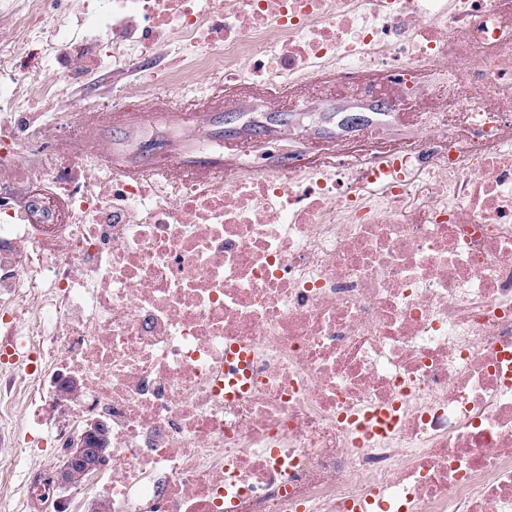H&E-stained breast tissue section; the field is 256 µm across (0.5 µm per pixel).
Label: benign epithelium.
Returning a JSON list of instances; mask_svg holds the SVG:
<instances>
[{
	"instance_id": "benign-epithelium-1",
	"label": "benign epithelium",
	"mask_w": 512,
	"mask_h": 512,
	"mask_svg": "<svg viewBox=\"0 0 512 512\" xmlns=\"http://www.w3.org/2000/svg\"><path fill=\"white\" fill-rule=\"evenodd\" d=\"M106 426L98 424L87 430L80 440L68 446L59 469L53 474V484L64 490L78 488L85 474L106 462Z\"/></svg>"
}]
</instances>
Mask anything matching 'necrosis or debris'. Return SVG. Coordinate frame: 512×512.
Listing matches in <instances>:
<instances>
[{"label": "necrosis or debris", "instance_id": "1", "mask_svg": "<svg viewBox=\"0 0 512 512\" xmlns=\"http://www.w3.org/2000/svg\"><path fill=\"white\" fill-rule=\"evenodd\" d=\"M0 0V442L31 512L57 442L107 424L111 512H512V8L498 0ZM225 82L402 72L447 139L336 171L129 180L30 112L155 56ZM246 352L238 363L231 350ZM393 412L384 434L357 419ZM25 427L13 433L12 420Z\"/></svg>", "mask_w": 512, "mask_h": 512}]
</instances>
